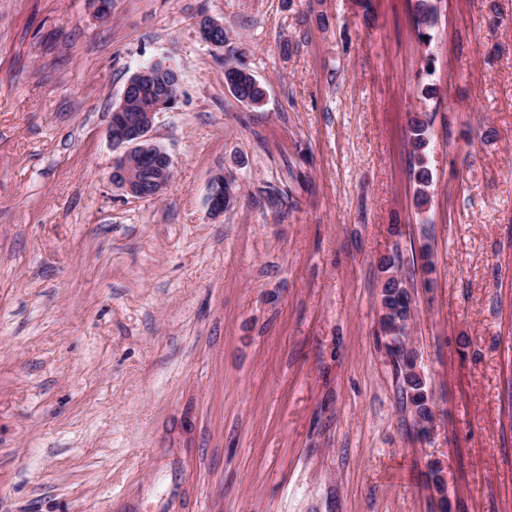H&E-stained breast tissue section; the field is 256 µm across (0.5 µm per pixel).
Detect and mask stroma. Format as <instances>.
Wrapping results in <instances>:
<instances>
[{"label":"stroma","mask_w":512,"mask_h":512,"mask_svg":"<svg viewBox=\"0 0 512 512\" xmlns=\"http://www.w3.org/2000/svg\"><path fill=\"white\" fill-rule=\"evenodd\" d=\"M432 2L426 44L415 0H0V512H440L436 461L452 512H512V0ZM156 60L181 75L151 131L174 178L140 198L108 131ZM384 254L426 438L380 333ZM216 56L224 64V82L233 97L251 108H259L265 98V88L254 74L241 65L224 60L223 55ZM410 141L416 163L412 171V178L416 185V205L424 208L430 203L429 187L432 183V174L426 164L429 139L427 136V122L420 118H413L409 126Z\"/></svg>","instance_id":"35a3bbf8"}]
</instances>
